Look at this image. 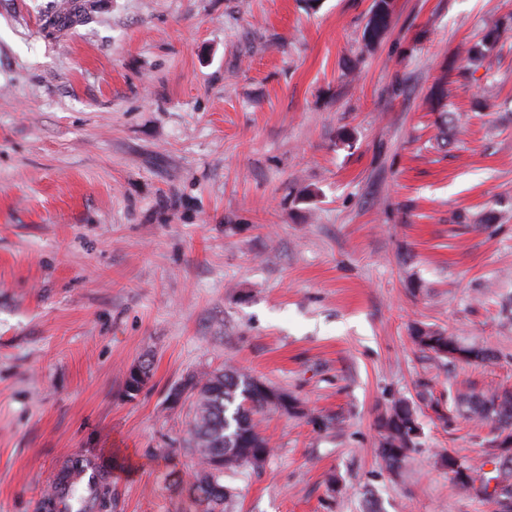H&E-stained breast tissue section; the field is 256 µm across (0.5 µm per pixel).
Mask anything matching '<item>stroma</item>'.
I'll return each instance as SVG.
<instances>
[{"label": "stroma", "mask_w": 512, "mask_h": 512, "mask_svg": "<svg viewBox=\"0 0 512 512\" xmlns=\"http://www.w3.org/2000/svg\"><path fill=\"white\" fill-rule=\"evenodd\" d=\"M64 2L0 0V512H48L75 458L108 512H197L169 395L227 364L302 408L261 415L236 512H497L435 464L488 428L429 403L512 387V31L464 59L512 0H392L369 52L373 0ZM416 323L493 358L440 361ZM401 396L429 403L395 475L375 420ZM392 0H374L363 32L364 47H373L389 28ZM430 108L431 111L437 112L438 116L436 119V125L439 130V134L447 138L451 135L453 129L457 124V116L455 112H450L447 107V103L445 102V94L441 87H438L435 91L432 92L430 96Z\"/></svg>", "instance_id": "1"}]
</instances>
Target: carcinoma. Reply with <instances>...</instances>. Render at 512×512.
<instances>
[{
    "label": "carcinoma",
    "instance_id": "1",
    "mask_svg": "<svg viewBox=\"0 0 512 512\" xmlns=\"http://www.w3.org/2000/svg\"><path fill=\"white\" fill-rule=\"evenodd\" d=\"M391 15L392 0H373L363 32L365 48L377 44L390 26ZM502 27H509V23L489 30L481 41L464 50L468 63H481L485 49L500 39ZM430 106L431 111L438 113L439 134L448 137L456 127L457 116L447 109L442 88L432 92ZM411 340L439 359H491L486 348L429 326H413ZM182 392L192 398L190 445L197 456L198 469L191 486L199 512H232L235 491L224 485V472L240 467L258 468L271 453L258 416L271 407L297 415L301 413L299 402L288 393L228 366L189 377ZM456 412L471 422L491 427L494 437L479 464L445 450L437 454L436 464L448 471L454 483L471 489L476 496L508 501V512H512V390L462 396ZM378 430L377 454L387 469L396 473L416 448L421 431L417 408L404 398L394 401L379 418ZM488 464L494 468L486 472L484 467ZM106 494L102 482L85 502L83 512H101L106 507Z\"/></svg>",
    "mask_w": 512,
    "mask_h": 512
}]
</instances>
